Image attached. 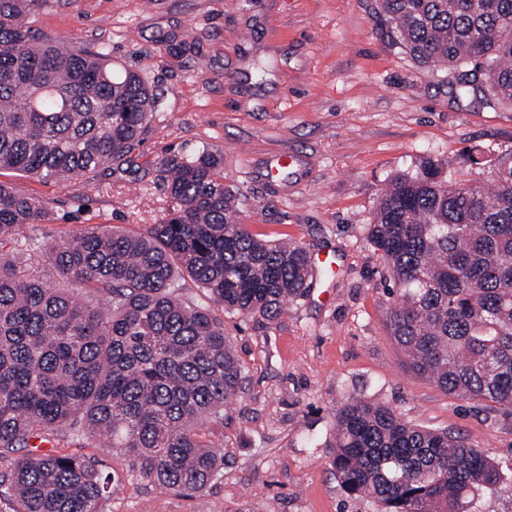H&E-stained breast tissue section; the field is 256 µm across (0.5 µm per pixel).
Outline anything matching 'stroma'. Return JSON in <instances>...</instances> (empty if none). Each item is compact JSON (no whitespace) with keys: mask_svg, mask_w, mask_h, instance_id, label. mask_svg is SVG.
<instances>
[{"mask_svg":"<svg viewBox=\"0 0 512 512\" xmlns=\"http://www.w3.org/2000/svg\"><path fill=\"white\" fill-rule=\"evenodd\" d=\"M34 27L106 48L162 105L137 171L48 183L0 173L52 202L30 237L63 241L99 224L146 233L171 207L160 161L207 148L223 153L224 185L251 234L332 261L280 318L225 315L244 380L210 428L224 473L204 493L150 488L114 448L51 440L37 452L97 460L112 480L103 512H374L332 466L336 414L361 398L463 436L505 479L482 512H512V410L408 369L386 329L388 273L368 241L382 189L420 158L446 162L456 180H489L512 152V105L459 96L455 72L418 66L378 0H46ZM285 152L300 165L268 179Z\"/></svg>","mask_w":512,"mask_h":512,"instance_id":"stroma-1","label":"stroma"}]
</instances>
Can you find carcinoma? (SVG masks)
<instances>
[{
    "mask_svg": "<svg viewBox=\"0 0 512 512\" xmlns=\"http://www.w3.org/2000/svg\"><path fill=\"white\" fill-rule=\"evenodd\" d=\"M45 0H0V170L45 181L133 168L160 106L141 75L108 52L42 37ZM418 64L456 70L457 94L512 104V0H380ZM158 172L172 203L144 235L96 225L59 245L25 235L50 202L0 181V453L56 434L102 440L160 490L202 492L224 452L205 427L224 420L242 367L191 280L227 313L274 320L314 271L298 244L268 243L232 217L219 152L173 155ZM369 242L392 278L386 328L408 368L464 399L512 407V157L493 185L451 178L423 158L382 192ZM58 280H50L45 265ZM332 465L375 512H475L502 489L498 468L465 439L355 400L336 415ZM15 512H103L109 478L81 455L28 454L0 488Z\"/></svg>",
    "mask_w": 512,
    "mask_h": 512,
    "instance_id": "carcinoma-1",
    "label": "carcinoma"
}]
</instances>
